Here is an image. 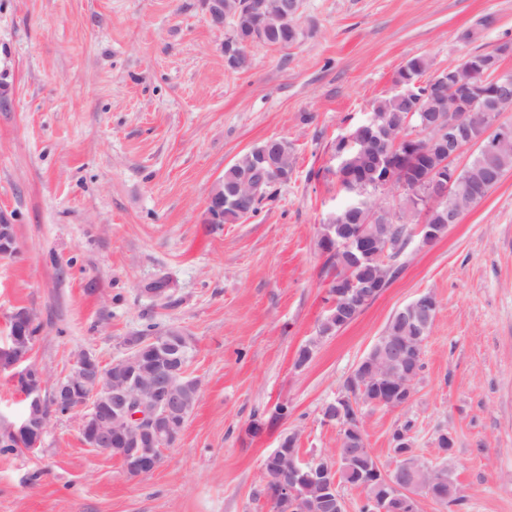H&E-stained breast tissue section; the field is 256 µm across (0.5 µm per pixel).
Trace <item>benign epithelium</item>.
<instances>
[{
  "mask_svg": "<svg viewBox=\"0 0 512 512\" xmlns=\"http://www.w3.org/2000/svg\"><path fill=\"white\" fill-rule=\"evenodd\" d=\"M206 8L212 23L224 26V0H206ZM465 62L473 72L472 82L451 84L439 72L431 81L440 87L439 99L448 100V113L426 117L415 126V133L400 137L391 150L381 149L377 122L370 116L362 122L364 136L361 139L342 136L336 140L338 157L346 151L366 150L383 160L384 172L378 180L381 193L419 188L430 191L429 208L421 212L416 227V235L425 245L445 232V228L430 224L432 209L443 207L450 224L456 223L461 214L456 198L459 175L464 168L454 166L455 159L468 148L490 151L499 142L512 138V126L498 121L497 113L491 115L485 132L478 137L472 134L468 124L452 118L455 112H486L491 102L512 96V73L495 60L469 56ZM419 154L435 156L436 164L412 180L406 170V159ZM225 203L222 196L209 197V223H220ZM334 244L357 256L381 249L380 242L346 226L338 229ZM15 251L13 225L1 217L0 254ZM378 293L380 290L376 288L347 281L344 287L331 293L325 320H350L357 315L358 306H367ZM410 308L420 326L426 329L436 317L438 300L429 292L411 302ZM426 340L425 336L403 342L394 336L378 337L375 365L369 370L356 366L346 385L364 392L382 383L388 388L391 400L405 405L413 398L414 359L422 353ZM35 342L36 337L27 332V315L16 313V328L10 341L0 347V362L12 371L16 386L22 389L23 411L14 421L0 422V442L25 440L31 449L42 445L50 418L45 398L48 391L55 404L68 403L75 409H82L80 433L87 447L108 451L112 441L117 440L122 447L116 452L125 461L128 474L141 476L154 471L161 462L163 450L173 446L183 432L189 417L188 394L199 393V383L191 378L183 358L177 356L163 364L148 365L141 358L144 344L134 340L121 358L124 369L119 378L112 377V364L103 363L92 351L82 350L73 356L67 372L50 382L44 370L31 361ZM361 414V406L344 396L325 407L324 422L340 428L345 451L336 458L321 454L306 461L304 478L312 482L315 490L314 498L307 503L303 502L304 492L297 488L300 460L295 450L279 447L265 458L262 471L268 473L265 486L272 512H279L283 502L301 510L319 508L323 512H345L336 471L341 466L354 468L368 454L360 428L345 424L351 417L356 418V424H361ZM393 447L397 458L393 474L381 473L389 493L380 501L370 500V505L373 512H419L420 497L438 496L448 485L451 469L420 457L408 435Z\"/></svg>",
  "mask_w": 512,
  "mask_h": 512,
  "instance_id": "7a95c632",
  "label": "benign epithelium"
}]
</instances>
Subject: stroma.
I'll return each mask as SVG.
<instances>
[{"mask_svg":"<svg viewBox=\"0 0 512 512\" xmlns=\"http://www.w3.org/2000/svg\"><path fill=\"white\" fill-rule=\"evenodd\" d=\"M299 25L297 43L250 46L235 70L203 0H0V215L18 246L0 256V344L26 309L31 359L55 378L80 350L108 363L147 325L174 327L200 383L179 440L139 477L85 446L79 413L51 415L40 448L0 454V512H268L264 459L291 433L300 460L339 450L325 406L426 292L439 308L413 398L365 407L367 444L390 471L395 428L430 461L451 432L462 503L421 512H512V169L440 239L411 237L381 295L317 336L337 139L411 58L435 73L512 39V0H304ZM272 139L294 158L275 200L206 223L225 168Z\"/></svg>","mask_w":512,"mask_h":512,"instance_id":"35a3bbf8","label":"stroma"}]
</instances>
